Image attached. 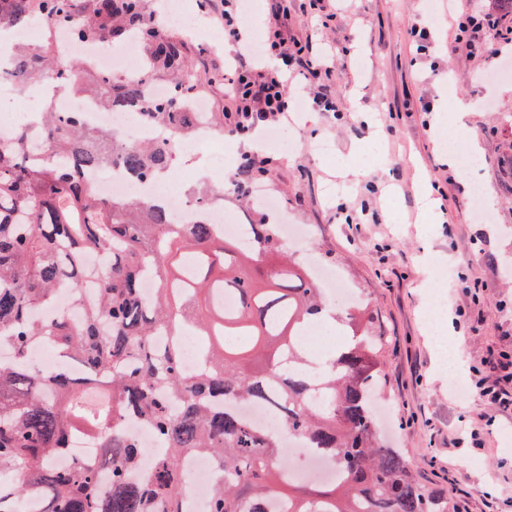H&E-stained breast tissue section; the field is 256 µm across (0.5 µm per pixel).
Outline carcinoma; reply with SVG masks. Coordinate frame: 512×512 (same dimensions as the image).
Listing matches in <instances>:
<instances>
[{"instance_id":"carcinoma-1","label":"carcinoma","mask_w":512,"mask_h":512,"mask_svg":"<svg viewBox=\"0 0 512 512\" xmlns=\"http://www.w3.org/2000/svg\"><path fill=\"white\" fill-rule=\"evenodd\" d=\"M148 0H0V27L56 25L96 47L137 38L144 70L137 79L109 80L90 62L53 63L51 42L20 44L0 64V81L24 89L75 85L107 106L116 98L145 108L146 121L167 136L124 146L74 112L47 111L40 128L50 156L29 155V133L0 134V512H19L35 494L39 512H183L182 458L210 456L224 481L207 512H448V499L427 490L401 450L380 444L370 409L377 385L378 343L360 306L342 324L349 334L312 372L300 336L324 309L321 289L283 249L277 224H250L248 241L215 235L207 210L178 223L164 207L100 196L85 174L123 168L142 180L165 175L174 141L195 131L189 99L202 77L186 42L166 33ZM166 77L164 99H147L145 85ZM103 253L97 270L86 255ZM157 288L143 293L147 271ZM97 283L83 319L37 315L57 295ZM235 308L224 309V294ZM205 341V368H182L181 337ZM45 343L84 369L41 372L28 350ZM319 390L325 401L310 403ZM274 400L288 431L324 449L343 469L331 490L312 495L288 479L279 439L252 428L237 407ZM133 416L150 427L162 451L138 476L146 449L123 431ZM97 436L106 454L101 472L81 462H54L79 437Z\"/></svg>"}]
</instances>
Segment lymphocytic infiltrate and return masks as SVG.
Segmentation results:
<instances>
[{
	"label": "lymphocytic infiltrate",
	"instance_id": "obj_1",
	"mask_svg": "<svg viewBox=\"0 0 512 512\" xmlns=\"http://www.w3.org/2000/svg\"><path fill=\"white\" fill-rule=\"evenodd\" d=\"M245 0H203L201 10L222 22L225 40L237 45L234 64L221 76L224 85V118L234 135L245 137L258 127H282L295 105L288 93L291 83L314 88L313 104L335 112L339 104L327 88L336 67L328 63L312 36L289 38L286 21L288 0H271L259 50L247 48L244 25ZM448 22L455 28V40L475 57L498 60L505 47L512 45V20L492 11H473L458 6L448 11ZM293 50L280 65H269L285 44Z\"/></svg>",
	"mask_w": 512,
	"mask_h": 512
}]
</instances>
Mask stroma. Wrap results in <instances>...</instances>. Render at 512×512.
Segmentation results:
<instances>
[{
  "label": "stroma",
  "instance_id": "obj_1",
  "mask_svg": "<svg viewBox=\"0 0 512 512\" xmlns=\"http://www.w3.org/2000/svg\"><path fill=\"white\" fill-rule=\"evenodd\" d=\"M290 10L289 34L324 39L337 62L330 90L359 110L316 113L293 152L267 149L259 188L288 223L309 228L315 261L338 270L374 316L383 344L381 443L400 448L426 488L465 491L469 512H512V410H494L479 395L482 360L512 355V79L488 84L490 63L453 43L444 5L422 51L409 35L425 23L422 0H342L335 27L322 32L298 0ZM187 47L207 77L199 93L237 168L250 144L223 130L224 89L210 81L229 55L195 39ZM462 100L471 110L460 112ZM424 101L430 114L420 110ZM462 134L482 160L472 172L446 157L447 142ZM426 176L445 192L429 215L421 205ZM476 188L492 222L469 205ZM466 282L474 295L463 293ZM436 301L449 311L462 352L467 390L455 399L426 317ZM481 415L493 423L482 427L478 446L462 427Z\"/></svg>",
  "mask_w": 512,
  "mask_h": 512
}]
</instances>
